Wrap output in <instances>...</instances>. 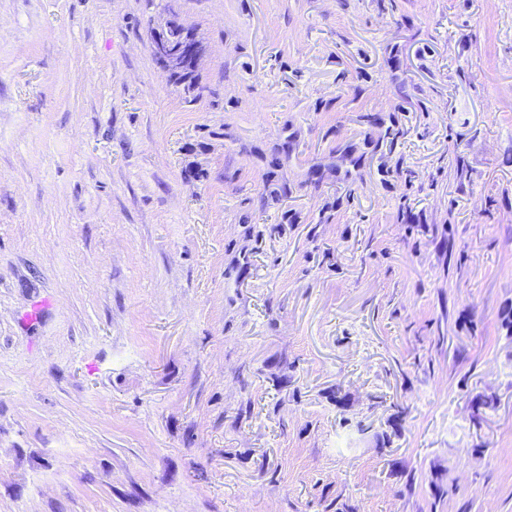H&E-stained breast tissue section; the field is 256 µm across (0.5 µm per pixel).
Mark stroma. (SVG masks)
Listing matches in <instances>:
<instances>
[{
    "mask_svg": "<svg viewBox=\"0 0 512 512\" xmlns=\"http://www.w3.org/2000/svg\"><path fill=\"white\" fill-rule=\"evenodd\" d=\"M508 314L512 0H0V512H512ZM153 55L170 71L177 65L196 70L201 47L194 34L174 19L153 32L150 42ZM361 121L366 123L368 126L379 131V135L376 139L371 137L370 144L373 146L374 152H382L385 147L389 153L392 152L395 141L403 135L402 130L396 129L394 126H387L384 128V123L381 119L373 114H364L360 116Z\"/></svg>",
    "mask_w": 512,
    "mask_h": 512,
    "instance_id": "1",
    "label": "stroma"
}]
</instances>
